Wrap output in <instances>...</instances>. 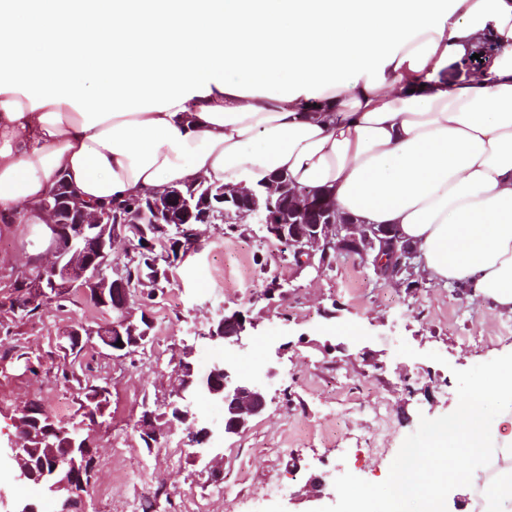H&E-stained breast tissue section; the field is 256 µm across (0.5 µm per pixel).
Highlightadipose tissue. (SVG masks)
Here are the masks:
<instances>
[{
    "mask_svg": "<svg viewBox=\"0 0 512 512\" xmlns=\"http://www.w3.org/2000/svg\"><path fill=\"white\" fill-rule=\"evenodd\" d=\"M487 67L463 61L483 40ZM278 170L390 224L431 281L512 312V0H0V232L90 203ZM512 360L391 472L404 512H512ZM493 450L484 473L462 458Z\"/></svg>",
    "mask_w": 512,
    "mask_h": 512,
    "instance_id": "ef3b65f1",
    "label": "adipose tissue"
}]
</instances>
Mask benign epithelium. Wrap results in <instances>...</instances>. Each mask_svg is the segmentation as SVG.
Here are the masks:
<instances>
[{"label":"benign epithelium","mask_w":512,"mask_h":512,"mask_svg":"<svg viewBox=\"0 0 512 512\" xmlns=\"http://www.w3.org/2000/svg\"><path fill=\"white\" fill-rule=\"evenodd\" d=\"M207 194L222 206L209 202L195 203V197L179 187H171L164 195L150 196L145 203L154 214L152 223L178 225L182 238L176 249L192 246L198 236V226L213 224L231 218L254 219L261 225H270L274 237L288 248L289 254L299 260V265L313 264L319 257V266L330 252L349 255L364 263L375 252L391 243L398 257L399 270L396 283L416 290L423 286L425 276L418 248L397 237L391 226L364 224L352 218L342 221L336 213V205L326 192L301 190L287 176L274 174L261 190L242 186L211 185ZM44 221L51 230L47 252L53 262L42 268L41 277L29 284L28 299L31 303H43L56 297L64 289L82 290L98 308L112 311V320L87 327L74 322L63 337L82 339L87 343L97 341L114 351H130L125 343H118L128 336H137L141 322L130 313L133 286L112 260L113 243L123 238L134 244L130 225L140 223L139 217L129 215L115 219L112 213L99 206L81 203L75 193L65 197L44 200L41 205ZM253 323L241 312L224 313L213 323L205 336L222 345L242 343ZM178 373L182 392L178 400L168 404L171 420L186 426L184 444L193 449L192 455L200 456V450L209 442L212 431L201 423L184 391L195 385L194 367L188 358L179 361ZM204 387L207 392L224 404V433L239 434L250 422L261 416L267 408V395L263 389L245 381L232 378L230 368L223 364L213 365ZM16 435L11 439V459L16 466L19 480L30 479L26 448L30 442H42L43 436L26 422L15 421ZM139 433L162 445L164 428L158 425L156 414L145 409L137 422ZM42 495L66 508L79 493L82 475L78 467H55L45 470L38 478Z\"/></svg>","instance_id":"1"}]
</instances>
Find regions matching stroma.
<instances>
[{
	"mask_svg": "<svg viewBox=\"0 0 512 512\" xmlns=\"http://www.w3.org/2000/svg\"><path fill=\"white\" fill-rule=\"evenodd\" d=\"M32 236L25 224L0 236V303L10 298L15 272L34 266ZM169 278L154 303L132 309L153 322L144 349L118 359L88 345L76 358L87 377L112 384L109 406L90 431L98 463L80 512H143L160 489L169 497L158 512H346L361 493L382 512L404 452L426 447L433 426L512 358V312L431 281L412 292L349 258L321 270L298 266L250 219L231 235L220 224L203 227L191 261ZM274 281L280 294L264 297ZM225 311L251 319L243 346L206 339L211 320ZM103 318L79 291L66 307L49 301L32 318L0 311V345L24 354L0 363V448L15 435L14 410L28 401L64 403L66 422L79 421L76 385L55 377L59 337L72 322ZM185 356L200 379L229 360L268 397L266 412L232 435L223 431L222 402L193 388L189 399L213 431L197 459L182 427L154 450L136 427L144 405L165 410ZM30 359L40 361L38 372L27 371ZM215 458L223 469L217 483L207 471ZM316 477L325 482L319 500ZM20 499L37 503L38 512L57 510L0 464V506L11 512Z\"/></svg>",
	"mask_w": 512,
	"mask_h": 512,
	"instance_id": "stroma-1",
	"label": "stroma"
}]
</instances>
